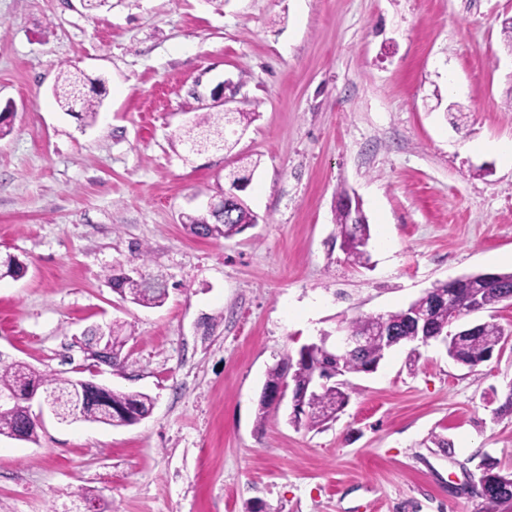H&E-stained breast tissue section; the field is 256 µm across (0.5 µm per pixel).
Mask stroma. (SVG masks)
I'll return each mask as SVG.
<instances>
[{"instance_id": "obj_1", "label": "stroma", "mask_w": 512, "mask_h": 512, "mask_svg": "<svg viewBox=\"0 0 512 512\" xmlns=\"http://www.w3.org/2000/svg\"><path fill=\"white\" fill-rule=\"evenodd\" d=\"M512 0H0V357L153 399L138 424L44 415L37 442L0 436V512H482L483 461L512 471V303L463 316L506 341L469 368L439 343L358 374L318 430L289 405L259 421L268 370L340 322L406 307L436 283L512 271ZM104 77L94 124L58 106L60 66ZM257 113L232 153L186 154L202 112ZM259 159L256 224L191 235L185 213ZM357 195L367 266L340 247ZM163 276L164 304L121 300L112 270ZM125 323L120 371L90 372L95 324ZM448 439L436 447L434 437Z\"/></svg>"}]
</instances>
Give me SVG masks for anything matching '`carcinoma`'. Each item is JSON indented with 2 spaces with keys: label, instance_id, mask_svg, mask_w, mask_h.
<instances>
[{
  "label": "carcinoma",
  "instance_id": "carcinoma-1",
  "mask_svg": "<svg viewBox=\"0 0 512 512\" xmlns=\"http://www.w3.org/2000/svg\"><path fill=\"white\" fill-rule=\"evenodd\" d=\"M106 93L105 80L102 78L78 77L69 69L59 70L54 87V97L64 111L84 123L92 124L102 105V95ZM227 118L222 112H205L187 126L183 132L186 145L216 143L223 150L230 152L234 143L226 136ZM256 222V216L246 205L237 208L231 216L224 213L207 211L205 215L185 214L182 224L194 236L219 239L231 238ZM336 226L341 239L340 246L354 263L364 265L368 261L366 247L370 239V224L362 218L356 224L350 223L349 212L337 208ZM112 288L122 299L142 306L162 304L167 297L165 281L159 276L146 275L135 271L112 274ZM512 300V272L501 273L492 282L474 280L468 285L448 293V283H437L423 296L412 302L414 306L432 308L430 333L448 330V308L458 313L470 310L478 305L483 309H492L496 305ZM405 310L388 314L360 315L348 322L345 328L351 332L364 331L370 336L386 334L394 337L396 345H420L414 339L413 330L406 326ZM99 327L87 330L84 353L93 360L107 359L115 370L123 368L125 356L123 349L131 335L127 334L125 325L117 321L109 324L112 346L108 354L103 355L96 349L94 336ZM505 339L502 328L494 323L477 331L461 330L448 337L440 336L438 340L445 343L448 357L455 362L476 367L487 361ZM386 349L377 341L364 346L358 353L345 355L340 363L346 374L351 376L378 368L384 359ZM332 363L331 353L315 343L307 348L302 360L295 367L292 378L293 387L308 394L305 410L290 419L297 428L314 429L336 418V414L347 405L354 388L349 380L340 385H328L320 389L309 388L312 375ZM35 383L48 392V398L56 401L68 400L77 387V380L34 369L25 362H0V389L13 390L22 383ZM153 406L152 398L142 392H122L106 386L90 390V398L85 400L78 411L79 419L85 422L113 425L122 422L131 426L140 422ZM27 401L18 397L16 408L11 413L0 414V436L14 438L22 434L28 441L35 443L38 431L35 426L23 429L27 418ZM481 478L485 487L480 494L484 501V512H512V472L496 469L493 463L484 467Z\"/></svg>",
  "mask_w": 512,
  "mask_h": 512
}]
</instances>
